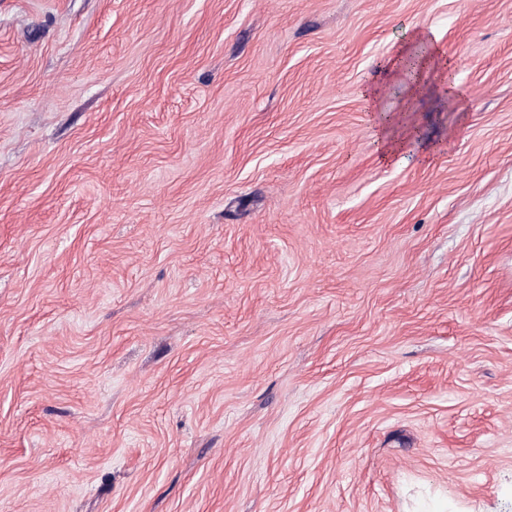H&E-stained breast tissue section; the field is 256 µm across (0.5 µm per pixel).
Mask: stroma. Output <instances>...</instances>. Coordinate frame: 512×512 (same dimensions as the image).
<instances>
[{
	"label": "stroma",
	"mask_w": 512,
	"mask_h": 512,
	"mask_svg": "<svg viewBox=\"0 0 512 512\" xmlns=\"http://www.w3.org/2000/svg\"><path fill=\"white\" fill-rule=\"evenodd\" d=\"M0 512H512V0H0ZM423 51V52H422ZM419 56L415 65L409 67V57ZM385 72L396 76L392 83H371L365 88L364 96L372 107V120L377 129V152L381 162L390 163L409 144L427 154L435 149L434 144L418 140L413 132L405 130L402 135L393 133L398 120L397 114L380 106L381 100L390 92L393 85L401 88L405 100L422 96L429 83L431 75L443 74L447 69V60L443 52L427 46L424 34L420 31L414 34L405 52L400 51L385 64Z\"/></svg>",
	"instance_id": "obj_1"
}]
</instances>
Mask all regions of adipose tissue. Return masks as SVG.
Segmentation results:
<instances>
[{
	"instance_id": "ef3b65f1",
	"label": "adipose tissue",
	"mask_w": 512,
	"mask_h": 512,
	"mask_svg": "<svg viewBox=\"0 0 512 512\" xmlns=\"http://www.w3.org/2000/svg\"><path fill=\"white\" fill-rule=\"evenodd\" d=\"M447 61L442 52L428 48L423 33H415L411 43L404 52L398 53L385 64L386 72L395 77L393 83L369 84L364 96L372 108V120L377 129V152L381 162H392L408 145H417L421 152L428 153L432 144L425 140H417L410 131L395 135L393 128L398 120L395 113L381 107V100L392 87H400L405 99L422 96L429 83L430 76L444 73Z\"/></svg>"
}]
</instances>
